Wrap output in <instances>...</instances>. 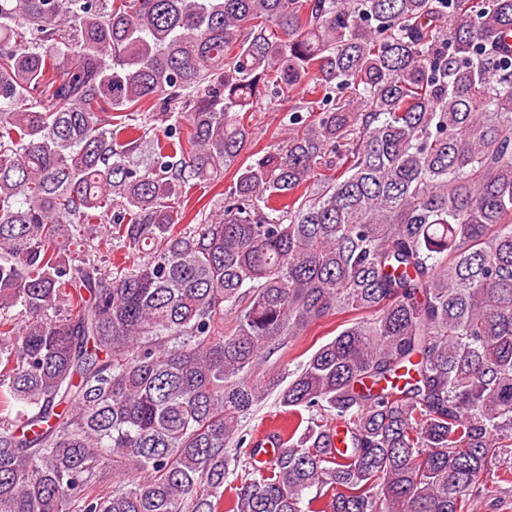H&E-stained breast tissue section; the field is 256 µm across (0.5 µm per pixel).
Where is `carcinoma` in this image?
<instances>
[{
	"label": "carcinoma",
	"mask_w": 512,
	"mask_h": 512,
	"mask_svg": "<svg viewBox=\"0 0 512 512\" xmlns=\"http://www.w3.org/2000/svg\"><path fill=\"white\" fill-rule=\"evenodd\" d=\"M510 37L512 0H0V512L487 495L512 440ZM260 100L283 118L256 150ZM103 222L140 258L117 280ZM339 313L288 383L255 374ZM273 394L279 452L226 503ZM230 184L229 176L221 179L218 182L211 184H201L195 186L188 191V202H184V218L179 224V228L184 232H192L197 227V220L200 214L203 218L206 214H212L213 211L218 210L222 201H224V193L227 191ZM287 418L288 414L283 412L273 395L253 415L241 422L240 429L244 439L246 438V443L241 447V453L235 465L232 463L230 466V469L233 470L229 474L227 482L224 483V502H227L231 495L230 487L239 485L240 480L244 479L248 472H251L252 466L250 463L254 464V462L245 453L247 448H251L249 441L255 442L262 439L268 431L280 426Z\"/></svg>",
	"instance_id": "1"
}]
</instances>
